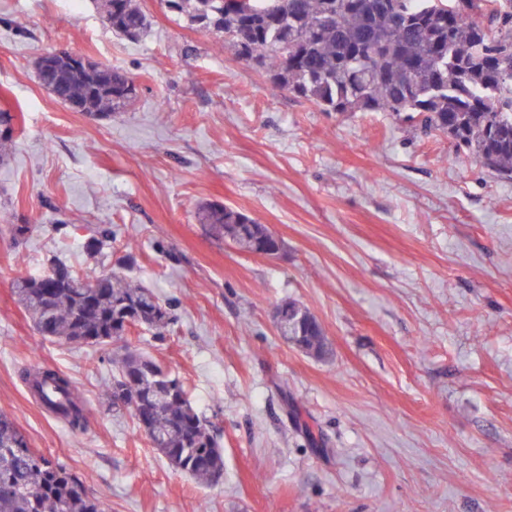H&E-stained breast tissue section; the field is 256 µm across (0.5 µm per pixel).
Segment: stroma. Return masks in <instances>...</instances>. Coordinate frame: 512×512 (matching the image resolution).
<instances>
[{"label":"stroma","instance_id":"obj_1","mask_svg":"<svg viewBox=\"0 0 512 512\" xmlns=\"http://www.w3.org/2000/svg\"><path fill=\"white\" fill-rule=\"evenodd\" d=\"M136 41L97 0H0V413L111 512H512V178L387 112L348 117L272 91L209 31L137 0ZM63 46L129 72L107 118L44 88ZM227 205L283 242L240 251L197 220ZM39 230L15 243L9 227ZM97 255L85 250L99 230ZM122 270L173 322L131 347L185 382L224 449V479L174 470L99 385L112 353L43 339L13 281L49 259ZM306 307L314 358L273 312ZM69 375L84 428L47 413L22 369ZM279 315L288 323V336H283L300 350L323 359L329 354V343L317 318L296 301H284L277 306Z\"/></svg>","mask_w":512,"mask_h":512}]
</instances>
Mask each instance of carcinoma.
Returning <instances> with one entry per match:
<instances>
[{
	"label": "carcinoma",
	"mask_w": 512,
	"mask_h": 512,
	"mask_svg": "<svg viewBox=\"0 0 512 512\" xmlns=\"http://www.w3.org/2000/svg\"><path fill=\"white\" fill-rule=\"evenodd\" d=\"M193 24L224 35L236 58L265 71L272 88L323 112H390L429 134L443 133L455 152L512 176V0H165ZM112 31L138 38L148 27L136 0H101ZM56 98L81 112H124L134 93L126 71L61 59L37 65ZM198 220L239 250L273 245L268 228L231 207L211 205ZM19 303L46 339L103 350L114 347L112 375L103 384L112 406L131 412L146 439L156 437L179 472L214 483L224 473V449L195 409L184 382L127 341L128 316L163 335L169 309L151 289L118 272L83 275L54 262L48 273L20 275ZM288 323L284 340L323 359L329 343L317 318L296 301L278 305ZM22 379L52 415L81 428L85 403L72 380L50 368L24 369ZM61 465L29 448L0 413V512H106Z\"/></svg>",
	"instance_id": "1"
}]
</instances>
